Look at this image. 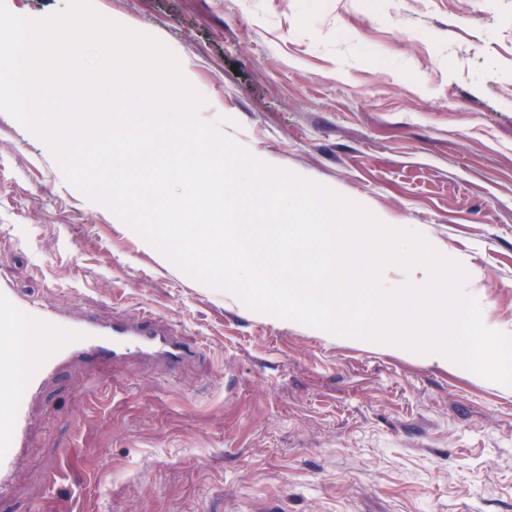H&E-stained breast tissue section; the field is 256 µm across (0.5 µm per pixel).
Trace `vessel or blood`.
<instances>
[{"label":"vessel or blood","mask_w":512,"mask_h":512,"mask_svg":"<svg viewBox=\"0 0 512 512\" xmlns=\"http://www.w3.org/2000/svg\"><path fill=\"white\" fill-rule=\"evenodd\" d=\"M33 339L34 350L24 372L16 354L0 348V502L13 494L12 473L32 425L30 401L49 381L76 363L118 365L136 360L167 372L197 360L198 345L152 311L108 321L96 312L78 316L49 311L22 298L0 279V335Z\"/></svg>","instance_id":"vessel-or-blood-1"}]
</instances>
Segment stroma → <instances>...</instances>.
<instances>
[{
	"instance_id": "obj_1",
	"label": "stroma",
	"mask_w": 512,
	"mask_h": 512,
	"mask_svg": "<svg viewBox=\"0 0 512 512\" xmlns=\"http://www.w3.org/2000/svg\"><path fill=\"white\" fill-rule=\"evenodd\" d=\"M160 39L218 123L463 264L512 334V0H97ZM0 277L148 309L182 372L77 365L35 401L0 512H512V387L249 309L161 265L0 112Z\"/></svg>"
}]
</instances>
